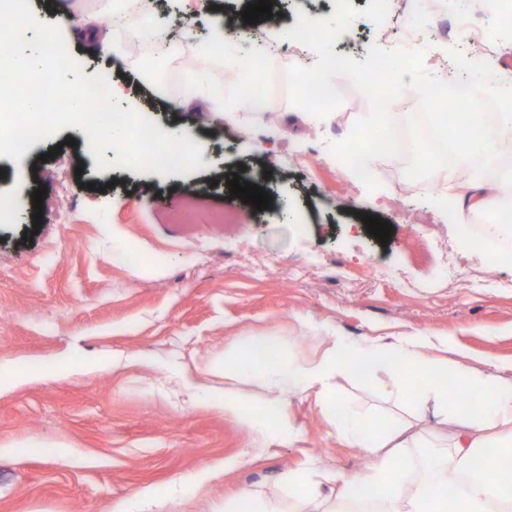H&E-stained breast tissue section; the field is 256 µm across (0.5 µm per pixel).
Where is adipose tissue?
Wrapping results in <instances>:
<instances>
[{"mask_svg": "<svg viewBox=\"0 0 512 512\" xmlns=\"http://www.w3.org/2000/svg\"><path fill=\"white\" fill-rule=\"evenodd\" d=\"M450 122L469 130L464 137H447L451 152H477L486 162L485 172L469 180L467 194L446 198L448 209L460 213L465 207L481 205L485 190L492 186L491 174L501 158L500 142L477 135L482 113L456 112L439 120L443 126ZM422 346L419 340L397 345L380 342L349 352L339 342L321 360L294 365L285 361L273 341L254 337L238 340L224 353V389L212 400L219 411L267 428L269 440L284 443L294 438L286 421V392H311L320 409L329 415L333 430L364 449L369 465L358 475L313 471L284 474L285 485L296 496L297 512H512V438L486 440L480 436L491 416L512 425V382L496 375L451 370L447 360L424 357ZM380 367L395 371L400 400L416 406L421 399L434 397L436 415H452L459 427L446 454L428 457L423 478L412 487L397 463L402 449L409 445L408 439L399 438L374 415L351 411L337 399L330 384L336 370L365 376ZM239 377L251 379L264 389L259 404H249L235 390ZM452 386L473 392V399L449 406L448 389ZM491 457L502 463L494 478L485 466ZM326 482L331 485L327 493L322 490Z\"/></svg>", "mask_w": 512, "mask_h": 512, "instance_id": "obj_1", "label": "adipose tissue"}]
</instances>
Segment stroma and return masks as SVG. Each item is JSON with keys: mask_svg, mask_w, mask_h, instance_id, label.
<instances>
[{"mask_svg": "<svg viewBox=\"0 0 512 512\" xmlns=\"http://www.w3.org/2000/svg\"><path fill=\"white\" fill-rule=\"evenodd\" d=\"M36 17L62 25L85 75L105 73L120 86L121 108L152 116L161 130L183 129L202 145L203 167L161 176L124 167L97 170L86 134L66 127L36 142L20 161L0 160V191L16 213L0 218V368L22 372L0 389V512H222L246 490L281 499L282 476L314 466L347 475L368 459L336 437L313 395L288 397L296 438L261 443L240 418L216 409L204 389L223 387L211 366L232 341L275 339L290 362L323 357L336 339L367 345L431 337L430 357L461 371L512 381V260L488 265L459 236L437 196L458 193L474 169L460 162L437 175V191L409 186L397 159L371 167L375 190L350 182L330 145L344 139L372 104L347 79L339 107L320 118L293 107L284 78L308 65L305 46L259 60L255 78L269 109L243 104L242 87L225 89L230 120L207 103L186 108L168 97L174 73L209 83L233 71L228 56L205 52L209 16L190 14L174 50L136 52L138 0H29ZM333 0H273L264 32L298 13L327 18ZM459 15L457 0H389L382 25L356 20L333 51L364 60L370 44L425 47L431 75L457 82L448 46L493 54L512 66V38L489 7L471 16L452 43L435 40L436 15ZM121 16L125 25L112 26ZM57 156H50V149ZM309 160L308 170L295 159ZM262 187L269 208L231 196L233 176ZM46 188L41 221L32 194ZM221 212L224 224L208 216ZM427 213L423 224L406 223ZM392 226L388 243L370 235L362 214ZM144 256L138 270L115 253ZM339 400L408 427L433 446L456 427L395 395L393 370L362 379L337 373Z\"/></svg>", "mask_w": 512, "mask_h": 512, "instance_id": "obj_1", "label": "stroma"}]
</instances>
